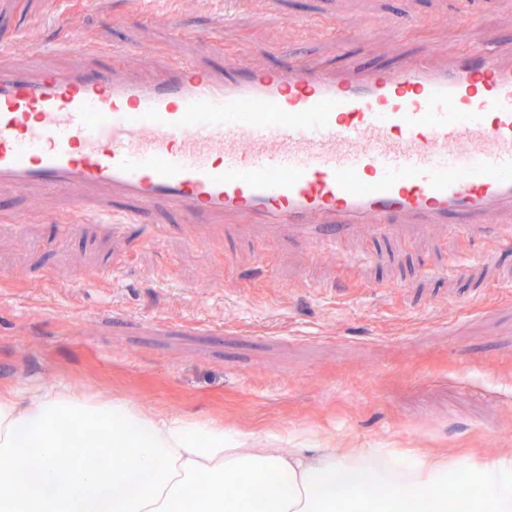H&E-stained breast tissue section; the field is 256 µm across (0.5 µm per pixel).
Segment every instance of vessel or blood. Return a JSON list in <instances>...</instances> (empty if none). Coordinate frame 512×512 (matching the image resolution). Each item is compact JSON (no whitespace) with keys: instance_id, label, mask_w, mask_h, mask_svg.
<instances>
[{"instance_id":"b4317fda","label":"vessel or blood","mask_w":512,"mask_h":512,"mask_svg":"<svg viewBox=\"0 0 512 512\" xmlns=\"http://www.w3.org/2000/svg\"><path fill=\"white\" fill-rule=\"evenodd\" d=\"M28 52L0 41V196L81 191L66 228L124 201V224L163 202L187 224L327 249L360 224L476 240L492 214L512 238V49L500 43L457 32L438 61L183 60L150 78L119 71L126 47L74 37ZM59 52L73 64L53 65Z\"/></svg>"}]
</instances>
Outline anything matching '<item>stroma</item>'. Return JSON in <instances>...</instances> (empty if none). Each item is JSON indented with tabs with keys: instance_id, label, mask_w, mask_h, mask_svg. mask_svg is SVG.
Masks as SVG:
<instances>
[{
	"instance_id": "35a3bbf8",
	"label": "stroma",
	"mask_w": 512,
	"mask_h": 512,
	"mask_svg": "<svg viewBox=\"0 0 512 512\" xmlns=\"http://www.w3.org/2000/svg\"><path fill=\"white\" fill-rule=\"evenodd\" d=\"M9 2L6 35L134 45L131 75L228 56L386 65L458 28L512 42V0H67L63 28L58 0ZM12 203L30 219L0 221V390L109 395L291 448L512 459V242L435 225L393 240L364 228L315 250L185 224L164 203L148 224L115 231L90 214L67 233L73 200ZM113 266L116 280H93Z\"/></svg>"
}]
</instances>
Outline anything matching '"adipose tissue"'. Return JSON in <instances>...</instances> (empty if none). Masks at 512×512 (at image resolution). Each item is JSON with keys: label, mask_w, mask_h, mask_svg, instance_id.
<instances>
[{"label": "adipose tissue", "mask_w": 512, "mask_h": 512, "mask_svg": "<svg viewBox=\"0 0 512 512\" xmlns=\"http://www.w3.org/2000/svg\"><path fill=\"white\" fill-rule=\"evenodd\" d=\"M0 512H512V460L276 448L123 400L7 390Z\"/></svg>", "instance_id": "1"}]
</instances>
